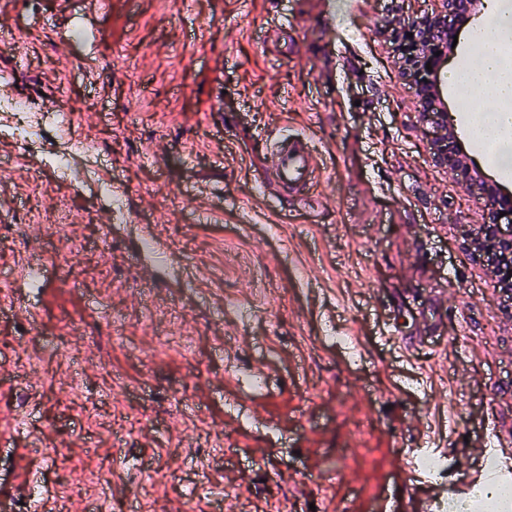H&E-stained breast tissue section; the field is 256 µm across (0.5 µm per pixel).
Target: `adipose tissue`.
I'll list each match as a JSON object with an SVG mask.
<instances>
[{"label": "adipose tissue", "instance_id": "obj_1", "mask_svg": "<svg viewBox=\"0 0 512 512\" xmlns=\"http://www.w3.org/2000/svg\"><path fill=\"white\" fill-rule=\"evenodd\" d=\"M475 32L478 43L463 50L471 62L466 82L472 92L489 94L496 108L469 126L485 159L507 179L512 177V0H497Z\"/></svg>", "mask_w": 512, "mask_h": 512}]
</instances>
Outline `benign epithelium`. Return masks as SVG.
Listing matches in <instances>:
<instances>
[{
	"instance_id": "obj_1",
	"label": "benign epithelium",
	"mask_w": 512,
	"mask_h": 512,
	"mask_svg": "<svg viewBox=\"0 0 512 512\" xmlns=\"http://www.w3.org/2000/svg\"><path fill=\"white\" fill-rule=\"evenodd\" d=\"M442 9L426 15L396 32L399 48L406 61L408 77L419 94V107L423 117L432 124L433 161L453 170L463 183H468L470 158L459 148L457 136L449 128L448 113L435 108L434 98L440 91L439 73L442 62L448 60V41L453 32L448 18L464 24L478 0H441ZM432 70H427L426 64ZM483 200V237L474 243V251L498 284L512 286V224L502 223L500 213L512 217V191L495 181H485L479 187Z\"/></svg>"
}]
</instances>
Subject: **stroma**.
<instances>
[{
  "label": "stroma",
  "mask_w": 512,
  "mask_h": 512,
  "mask_svg": "<svg viewBox=\"0 0 512 512\" xmlns=\"http://www.w3.org/2000/svg\"><path fill=\"white\" fill-rule=\"evenodd\" d=\"M441 7L0 0L11 93L102 148L65 177L0 134V271L44 267L0 293V512H429L485 437L512 458V291L470 248L482 203L431 159L393 43ZM287 134L320 153L296 194L268 182Z\"/></svg>",
  "instance_id": "obj_1"
}]
</instances>
